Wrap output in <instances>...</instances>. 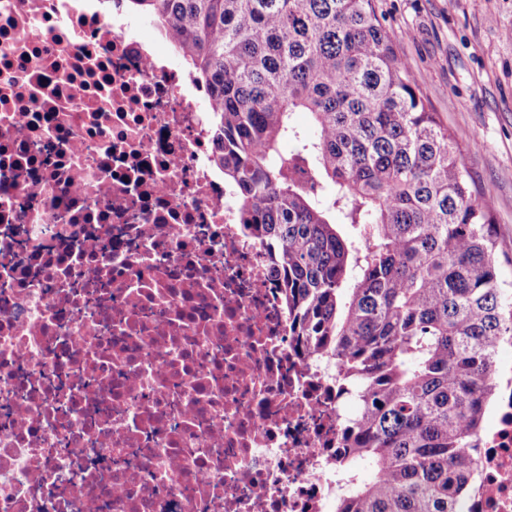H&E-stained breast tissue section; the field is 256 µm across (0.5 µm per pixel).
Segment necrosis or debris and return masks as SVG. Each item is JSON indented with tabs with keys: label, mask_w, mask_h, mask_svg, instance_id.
<instances>
[{
	"label": "necrosis or debris",
	"mask_w": 512,
	"mask_h": 512,
	"mask_svg": "<svg viewBox=\"0 0 512 512\" xmlns=\"http://www.w3.org/2000/svg\"><path fill=\"white\" fill-rule=\"evenodd\" d=\"M96 2L0 0V512H331L351 404L206 91ZM477 445L471 512H512V378Z\"/></svg>",
	"instance_id": "4bbe7bcc"
}]
</instances>
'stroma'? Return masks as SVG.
<instances>
[{
  "mask_svg": "<svg viewBox=\"0 0 512 512\" xmlns=\"http://www.w3.org/2000/svg\"><path fill=\"white\" fill-rule=\"evenodd\" d=\"M512 254V0H377ZM478 150H468V143Z\"/></svg>",
  "mask_w": 512,
  "mask_h": 512,
  "instance_id": "35a3bbf8",
  "label": "stroma"
}]
</instances>
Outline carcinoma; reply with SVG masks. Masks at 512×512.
<instances>
[{"mask_svg":"<svg viewBox=\"0 0 512 512\" xmlns=\"http://www.w3.org/2000/svg\"><path fill=\"white\" fill-rule=\"evenodd\" d=\"M126 2L206 88L215 162L240 223L275 251L296 343L358 402L334 512H463L512 343V282L493 208L375 0ZM285 139L297 142L286 157Z\"/></svg>","mask_w":512,"mask_h":512,"instance_id":"cac0c4a2","label":"carcinoma"}]
</instances>
